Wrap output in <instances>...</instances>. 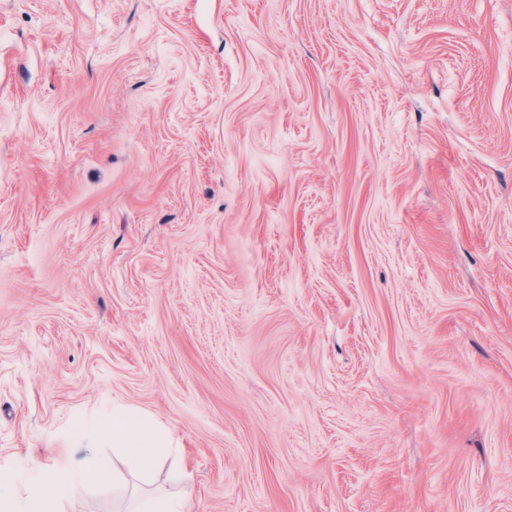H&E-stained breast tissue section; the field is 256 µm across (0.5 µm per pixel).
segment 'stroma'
Masks as SVG:
<instances>
[{
	"label": "stroma",
	"mask_w": 512,
	"mask_h": 512,
	"mask_svg": "<svg viewBox=\"0 0 512 512\" xmlns=\"http://www.w3.org/2000/svg\"><path fill=\"white\" fill-rule=\"evenodd\" d=\"M58 512H512V0H0V463ZM95 437L121 448L122 465L129 473L148 474L160 469L170 444L169 434L138 413L112 412V420L98 425ZM111 478L113 485L114 463L111 472L106 457L77 460L65 451H58L48 460L29 457L19 468L1 465L0 511L57 512L56 504L67 499L77 486H106ZM186 500L182 497H146L139 500L135 509L128 512H185Z\"/></svg>",
	"instance_id": "1"
}]
</instances>
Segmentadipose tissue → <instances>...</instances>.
<instances>
[{
  "label": "adipose tissue",
  "instance_id": "ef3b65f1",
  "mask_svg": "<svg viewBox=\"0 0 512 512\" xmlns=\"http://www.w3.org/2000/svg\"><path fill=\"white\" fill-rule=\"evenodd\" d=\"M96 436L121 449L122 465L132 474L160 469L170 444L165 429L126 410L113 412L111 419L101 422ZM111 478L106 457L79 460L63 451L48 460L28 458L17 468L1 465L0 512H57V503L77 486H105Z\"/></svg>",
  "mask_w": 512,
  "mask_h": 512
}]
</instances>
